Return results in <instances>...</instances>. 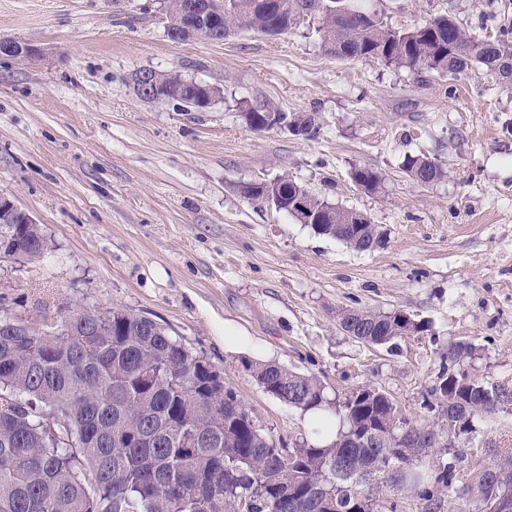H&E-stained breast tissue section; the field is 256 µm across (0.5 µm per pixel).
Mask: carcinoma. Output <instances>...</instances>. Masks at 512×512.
<instances>
[{
    "label": "carcinoma",
    "mask_w": 512,
    "mask_h": 512,
    "mask_svg": "<svg viewBox=\"0 0 512 512\" xmlns=\"http://www.w3.org/2000/svg\"><path fill=\"white\" fill-rule=\"evenodd\" d=\"M319 17L320 48L338 60L374 59L455 78L480 65L512 81V14H500L489 38L445 15L414 28H393L353 0H229L228 38L254 26L270 36L288 33L299 10ZM200 92L183 85L180 102L196 112ZM247 126L260 131L268 101H242ZM311 137L316 113L295 114ZM404 170L420 183L443 179V166L424 154L406 157ZM356 186L375 192L378 173L352 172ZM309 198L320 235L356 250L381 245L372 224H348L349 209L333 206L285 177L277 191ZM0 245L29 259L47 253L37 224H15ZM401 310L339 313L342 329L366 344L400 338ZM0 315V512H378L380 482L416 491L448 512H497L492 484L512 497V456L461 473L453 461L423 472L435 430L464 435L479 420L497 421L512 406V389L481 381L457 368L473 355L458 342L448 367L429 389L424 408L443 411L445 423L401 414L384 391L358 388L332 402L326 386L271 362L247 369L269 394L308 412L323 409L340 423L329 445L305 437L288 450L265 436L224 377L203 357L172 339L155 321L126 310L79 307L54 323L27 331Z\"/></svg>",
    "instance_id": "carcinoma-1"
}]
</instances>
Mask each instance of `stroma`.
I'll return each instance as SVG.
<instances>
[{
    "instance_id": "35a3bbf8",
    "label": "stroma",
    "mask_w": 512,
    "mask_h": 512,
    "mask_svg": "<svg viewBox=\"0 0 512 512\" xmlns=\"http://www.w3.org/2000/svg\"><path fill=\"white\" fill-rule=\"evenodd\" d=\"M394 27L441 15L491 36L487 0H358ZM164 0H0V39L35 45L0 56V194L37 220L42 258L0 261L10 312L54 322L69 310L124 309L159 323L206 359L280 448L306 414L266 393L246 364L321 378L329 399L372 386L404 416L423 407L448 347L512 389V85L475 68L451 80L375 60L325 55L306 22L286 34L171 40ZM175 71L217 87L203 112L141 101L136 71ZM314 112L311 138L258 133L242 100ZM425 153L447 171L421 185L404 168ZM377 171L378 192L354 169ZM282 176L367 215L384 243L358 251L317 234L239 185ZM345 308L401 310L423 331L383 346L345 333ZM232 323L252 340L224 343ZM463 467L512 453V412L460 438Z\"/></svg>"
}]
</instances>
